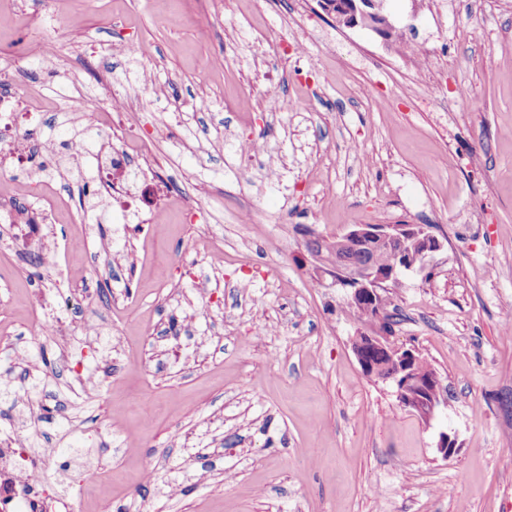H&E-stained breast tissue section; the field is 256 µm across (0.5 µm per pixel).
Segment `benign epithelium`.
I'll use <instances>...</instances> for the list:
<instances>
[{
	"label": "benign epithelium",
	"mask_w": 512,
	"mask_h": 512,
	"mask_svg": "<svg viewBox=\"0 0 512 512\" xmlns=\"http://www.w3.org/2000/svg\"><path fill=\"white\" fill-rule=\"evenodd\" d=\"M324 13L341 28H359L370 32L390 44L400 30L384 12L382 0H317ZM310 246L313 266L329 288L347 293L349 301L358 302L371 316H383L378 298L388 285L406 271L424 270L431 255L439 251L442 243L421 224H355L330 246L310 228L303 229ZM387 248L393 250L400 261L386 268L372 265H351L341 258L347 249L365 250ZM369 343L383 348L390 358L389 367L376 369L360 352L355 355L362 371L372 378L390 383L400 405L424 420L432 419L448 407V391L441 381H426L414 369L415 354L410 348L399 347L376 336Z\"/></svg>",
	"instance_id": "7a95c632"
}]
</instances>
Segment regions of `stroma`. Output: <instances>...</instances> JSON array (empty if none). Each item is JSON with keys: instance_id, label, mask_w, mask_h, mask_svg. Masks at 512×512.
Here are the masks:
<instances>
[{"instance_id": "stroma-1", "label": "stroma", "mask_w": 512, "mask_h": 512, "mask_svg": "<svg viewBox=\"0 0 512 512\" xmlns=\"http://www.w3.org/2000/svg\"><path fill=\"white\" fill-rule=\"evenodd\" d=\"M385 10L415 26L414 55L316 0L52 15L0 0V97L70 107L42 106L57 136L0 179V439L67 463L42 496L68 489L78 512H512V0ZM122 84L112 126L139 148L94 212L59 131L90 125L88 89ZM48 179L65 206L40 197ZM161 204L165 223L145 224ZM354 224H427L442 243L390 291L392 342L448 389L431 422L362 372L345 298L312 267L302 227L332 241ZM88 294L61 335L31 338L43 299Z\"/></svg>"}]
</instances>
